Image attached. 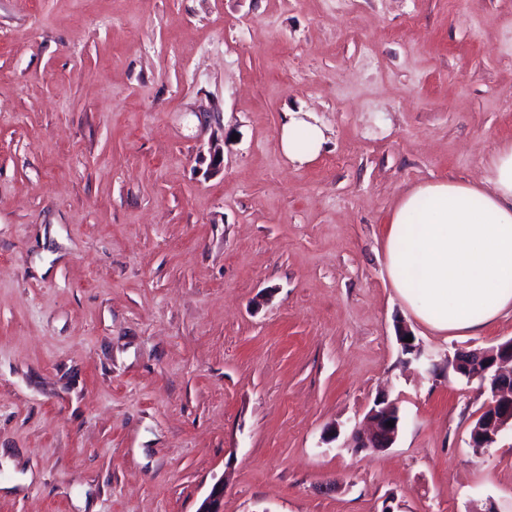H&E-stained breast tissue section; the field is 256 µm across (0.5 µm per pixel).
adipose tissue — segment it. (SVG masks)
I'll return each mask as SVG.
<instances>
[{
  "label": "adipose tissue",
  "instance_id": "adipose-tissue-1",
  "mask_svg": "<svg viewBox=\"0 0 512 512\" xmlns=\"http://www.w3.org/2000/svg\"><path fill=\"white\" fill-rule=\"evenodd\" d=\"M323 142L311 114H287L280 147L288 159L311 162ZM385 259L399 297L435 332L471 335L512 310V144L494 154L487 183L404 192L386 226Z\"/></svg>",
  "mask_w": 512,
  "mask_h": 512
}]
</instances>
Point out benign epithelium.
<instances>
[{"mask_svg": "<svg viewBox=\"0 0 512 512\" xmlns=\"http://www.w3.org/2000/svg\"><path fill=\"white\" fill-rule=\"evenodd\" d=\"M410 330L405 326L397 327V339L402 353L413 352L405 359L408 364L420 363L424 356L421 347L405 341ZM459 356L472 362L474 371L469 374L470 381H476L482 392L490 399L470 430L468 445L471 448H490L498 441L499 433L512 428V339L497 345L461 352ZM394 422L390 427L387 422ZM368 431L352 430L349 441L358 451L377 452L392 447L396 442L401 419L396 403L382 396L367 413ZM224 482H216L209 495L203 500L197 512H223Z\"/></svg>", "mask_w": 512, "mask_h": 512, "instance_id": "7a95c632", "label": "benign epithelium"}]
</instances>
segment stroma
<instances>
[{"label":"stroma","instance_id":"35a3bbf8","mask_svg":"<svg viewBox=\"0 0 512 512\" xmlns=\"http://www.w3.org/2000/svg\"><path fill=\"white\" fill-rule=\"evenodd\" d=\"M326 142L279 144L285 113ZM512 143V0H0V512H512L400 195ZM427 361L405 365L398 325ZM391 448L345 445L379 396ZM340 437L326 441L332 430ZM321 127L308 112H288L280 129V147L285 156L300 164L313 161L324 143Z\"/></svg>","mask_w":512,"mask_h":512}]
</instances>
